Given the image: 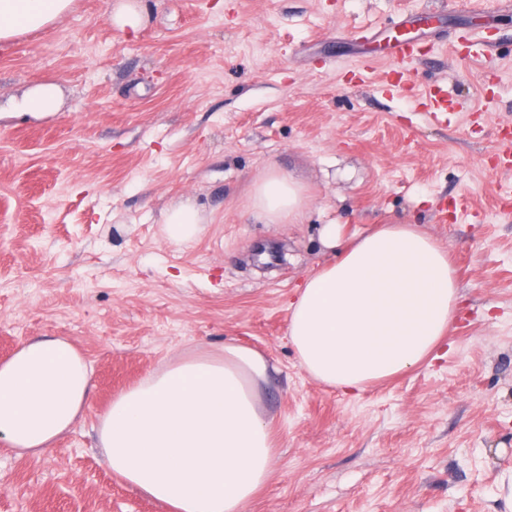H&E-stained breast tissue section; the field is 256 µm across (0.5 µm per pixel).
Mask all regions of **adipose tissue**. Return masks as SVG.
<instances>
[{"label":"adipose tissue","instance_id":"ef3b65f1","mask_svg":"<svg viewBox=\"0 0 512 512\" xmlns=\"http://www.w3.org/2000/svg\"><path fill=\"white\" fill-rule=\"evenodd\" d=\"M74 0H0V44L62 18ZM305 189L270 171L249 207L266 224L297 222ZM187 198L164 212L167 237L200 230ZM448 251L413 224H384L308 276L288 304V337L302 367L345 393L408 373L439 345L459 309ZM269 372L233 343L169 363L116 397L100 424L113 474L173 512H244L269 476L274 440L257 405ZM93 390L85 356L37 337L0 362V445L37 456L68 432Z\"/></svg>","mask_w":512,"mask_h":512}]
</instances>
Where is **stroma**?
Returning a JSON list of instances; mask_svg holds the SVG:
<instances>
[{
  "label": "stroma",
  "instance_id": "1",
  "mask_svg": "<svg viewBox=\"0 0 512 512\" xmlns=\"http://www.w3.org/2000/svg\"><path fill=\"white\" fill-rule=\"evenodd\" d=\"M75 0L0 48V106L53 84L59 110L0 118V361L40 336L93 368L82 417L45 453L0 446V512H169L107 467L112 400L178 356L265 355L272 472L245 512H505L512 478V0ZM412 38L416 91L389 89ZM451 100L432 113L419 99ZM309 195L298 224L247 209L257 177ZM203 222L181 243L168 202ZM448 248L463 296L444 357L345 395L302 368L288 301L383 224ZM141 0H122L115 6L112 22L121 28L130 27L133 30L142 25L143 13ZM200 211L189 198L173 199L164 212L165 232L176 243L191 240L202 224Z\"/></svg>",
  "mask_w": 512,
  "mask_h": 512
}]
</instances>
